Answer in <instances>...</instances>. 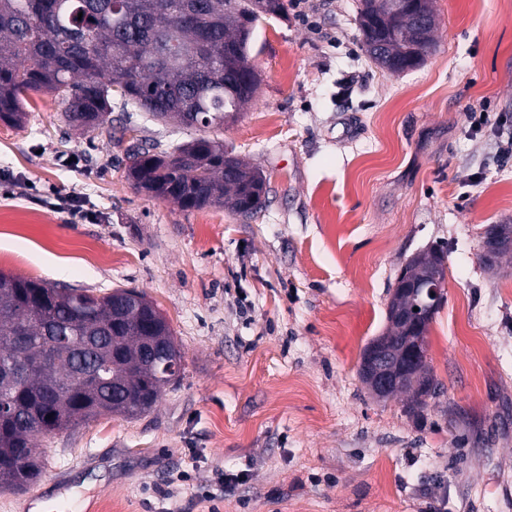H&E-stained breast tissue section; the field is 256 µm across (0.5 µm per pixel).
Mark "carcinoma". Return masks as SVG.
I'll return each instance as SVG.
<instances>
[{
	"instance_id": "obj_1",
	"label": "carcinoma",
	"mask_w": 512,
	"mask_h": 512,
	"mask_svg": "<svg viewBox=\"0 0 512 512\" xmlns=\"http://www.w3.org/2000/svg\"><path fill=\"white\" fill-rule=\"evenodd\" d=\"M0 0V121L19 125L28 94L53 93L64 105V121L88 133H112V111L127 119L146 112L178 130L224 129V114L241 112L257 94L261 79L249 59L257 24L287 15L286 0ZM381 0H358V25L365 52L389 71L422 66L434 44V0H418L420 24L411 14L387 16ZM200 4L205 26L185 25L178 15ZM128 73L119 85L115 74ZM128 178L154 198L171 200L184 210L214 206L248 217L266 193L261 173L232 157L224 163V142L208 135L171 144L134 145ZM501 247L482 256L488 267L512 256V224H491ZM446 251L432 248L412 257L401 274L432 280L445 266ZM134 289L117 288L102 296L87 290L57 288L45 281L24 280L0 272V364L21 355L35 360L51 351L50 373L34 370L23 378L25 390L0 389L19 412L0 424V492H23L45 468L40 438L88 422L102 414L135 418L150 411L162 390L178 379L183 353L166 320L151 319L128 303ZM414 301L394 295L388 305L389 327L382 338L402 355L401 322ZM422 324V361L417 375L427 384L397 388L406 396L405 411L418 414L437 384L427 361V333ZM13 336H24L21 343ZM165 346L177 358L169 378L157 377L150 346ZM95 369L100 381L72 396L42 394L49 383L70 388L76 374Z\"/></svg>"
}]
</instances>
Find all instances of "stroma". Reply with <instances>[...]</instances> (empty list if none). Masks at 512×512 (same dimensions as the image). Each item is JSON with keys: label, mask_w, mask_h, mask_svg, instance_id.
<instances>
[{"label": "stroma", "mask_w": 512, "mask_h": 512, "mask_svg": "<svg viewBox=\"0 0 512 512\" xmlns=\"http://www.w3.org/2000/svg\"><path fill=\"white\" fill-rule=\"evenodd\" d=\"M436 48L390 74L361 46L357 0H302L261 23V88L219 137L260 171L253 216L185 211L126 178L136 142L191 140L133 116L66 125L54 96L0 123V271L143 292L184 370L151 411L104 414L41 446L47 465L0 512H512V264L482 263L512 224V0H434ZM502 115L472 132L471 111ZM84 199L74 223L59 196ZM448 250L423 415L358 375L396 278ZM243 472L219 492V471ZM174 497H166V489ZM488 234H492L495 239L499 241L501 247L496 249L492 255L487 257L484 253L482 255L483 262L488 267H493L499 264L500 260L510 255L512 256V224H491L485 230L484 247L486 250L493 247L494 239L492 237L485 238ZM488 242V243H487ZM509 243V245H508Z\"/></svg>", "instance_id": "35a3bbf8"}]
</instances>
